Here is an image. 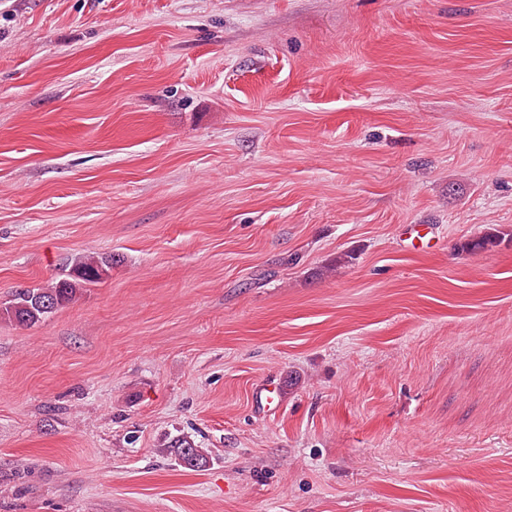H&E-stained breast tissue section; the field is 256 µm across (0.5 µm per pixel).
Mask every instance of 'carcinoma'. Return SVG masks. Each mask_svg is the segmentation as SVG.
<instances>
[{"label": "carcinoma", "instance_id": "cac0c4a2", "mask_svg": "<svg viewBox=\"0 0 512 512\" xmlns=\"http://www.w3.org/2000/svg\"><path fill=\"white\" fill-rule=\"evenodd\" d=\"M496 244V237L490 233L465 241L461 248L468 252L487 250ZM112 268V257L86 255L75 261L69 274L48 288H27L17 291L8 304L0 308V316L21 325H32L48 316L35 306L44 299H56L57 306L70 304L82 293L83 288L103 280ZM183 462L188 469L204 466L208 452L186 437H178L163 448Z\"/></svg>", "mask_w": 512, "mask_h": 512}]
</instances>
